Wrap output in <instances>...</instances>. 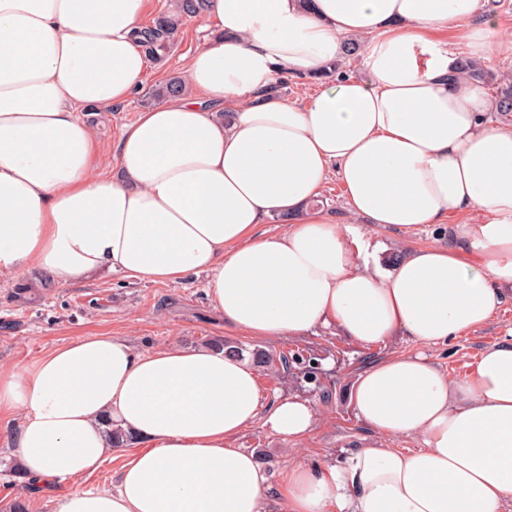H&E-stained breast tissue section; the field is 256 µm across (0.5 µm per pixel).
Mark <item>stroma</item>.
<instances>
[{
	"mask_svg": "<svg viewBox=\"0 0 512 512\" xmlns=\"http://www.w3.org/2000/svg\"><path fill=\"white\" fill-rule=\"evenodd\" d=\"M205 42L190 18H183L167 56L147 70L139 93L111 110L91 112L90 120L105 143H114L120 128L150 108L149 94L155 85L182 75L191 56ZM360 233L382 242L388 255H405L412 249L442 242L437 224H424L410 233L360 224ZM205 276L182 283H153L115 274L70 286H45L31 274L0 276V366L11 368L31 362L45 352L86 336L110 334L125 338L137 352L177 345L185 349L202 347L205 340L220 337L254 347L255 339L225 328L223 318L212 308L204 288ZM512 334V299L503 303L491 322L478 331L466 333L445 345L419 347L407 337L394 336L366 348L337 328L318 329L301 337L266 339L263 347L299 354L277 377L259 376L264 400L299 397L312 402L315 428L303 443L282 438L261 424L245 428L232 442L259 458L269 475V495L264 512H287L278 494L282 472L294 462L337 460L349 452L383 443L400 449L418 448L412 437L377 435L356 416L350 396L358 373L368 364L389 356L425 352L447 375L461 380L480 352L502 337ZM316 368H309V361ZM11 427L0 419V512L21 503L25 512H56L57 492L26 488L14 475L16 454L5 443Z\"/></svg>",
	"mask_w": 512,
	"mask_h": 512,
	"instance_id": "1",
	"label": "stroma"
}]
</instances>
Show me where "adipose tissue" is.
Here are the masks:
<instances>
[{"label":"adipose tissue","instance_id":"adipose-tissue-1","mask_svg":"<svg viewBox=\"0 0 512 512\" xmlns=\"http://www.w3.org/2000/svg\"><path fill=\"white\" fill-rule=\"evenodd\" d=\"M488 2L208 0L185 92L120 129L109 171L86 114L138 93L148 0H0V275L204 273L226 327L251 338L334 324L365 347L398 333L436 346L483 328L512 295V121L459 68L512 56ZM359 37L365 77L331 73ZM288 77L319 90L274 95ZM332 173L344 226L315 204ZM276 214L286 230L257 234ZM358 220L450 229L395 263L374 246L363 266ZM352 402L422 448L291 464L288 512H512V335L455 383L422 353L370 364ZM1 414L17 415L7 441L25 480L59 489L57 512H263L265 471L232 440L257 421L301 441L315 425L310 401L264 404L249 361L112 335L0 368ZM113 428L129 447L115 484L79 488Z\"/></svg>","mask_w":512,"mask_h":512}]
</instances>
